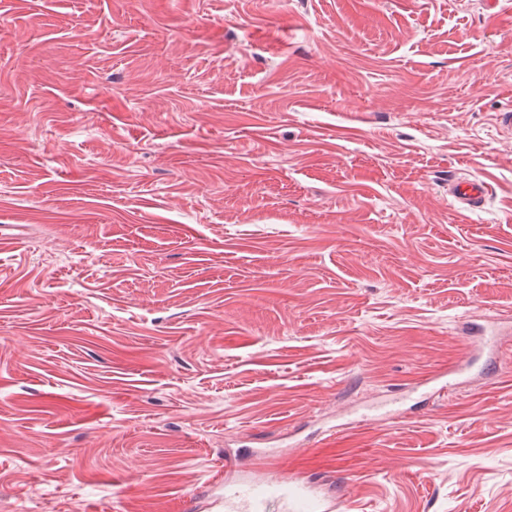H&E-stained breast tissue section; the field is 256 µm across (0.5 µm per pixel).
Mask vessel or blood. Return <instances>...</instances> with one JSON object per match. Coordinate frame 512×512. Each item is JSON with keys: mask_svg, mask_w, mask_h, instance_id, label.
Listing matches in <instances>:
<instances>
[{"mask_svg": "<svg viewBox=\"0 0 512 512\" xmlns=\"http://www.w3.org/2000/svg\"><path fill=\"white\" fill-rule=\"evenodd\" d=\"M451 195L466 208L479 207L486 195L475 179L457 181ZM224 512H343L335 495L319 493L313 482L300 475L263 474L224 483Z\"/></svg>", "mask_w": 512, "mask_h": 512, "instance_id": "vessel-or-blood-1", "label": "vessel or blood"}]
</instances>
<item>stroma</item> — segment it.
Returning <instances> with one entry per match:
<instances>
[{
    "label": "stroma",
    "mask_w": 512,
    "mask_h": 512,
    "mask_svg": "<svg viewBox=\"0 0 512 512\" xmlns=\"http://www.w3.org/2000/svg\"><path fill=\"white\" fill-rule=\"evenodd\" d=\"M507 111L512 0H0V512H512ZM485 195L486 187L476 179L457 181L451 189L454 201L469 209L479 207ZM505 321H493V328H482L473 336L475 343L478 346H483L488 349L491 348H502L503 347V336H507L509 333L504 331ZM225 512H340L341 498L320 494L314 483L300 475L250 476L224 482Z\"/></svg>",
    "instance_id": "stroma-1"
}]
</instances>
